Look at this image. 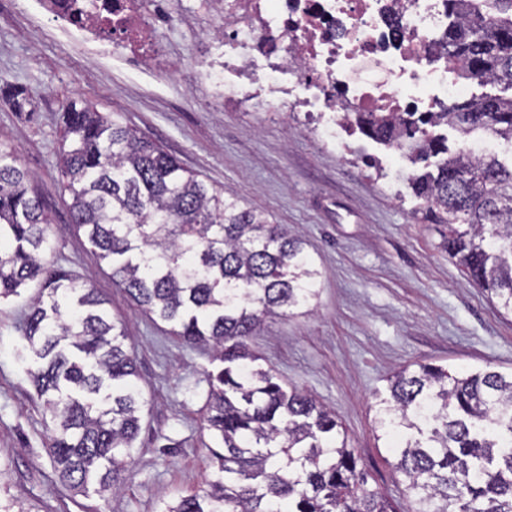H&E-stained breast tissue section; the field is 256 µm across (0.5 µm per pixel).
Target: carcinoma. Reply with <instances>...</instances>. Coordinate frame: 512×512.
I'll return each mask as SVG.
<instances>
[{"instance_id": "cac0c4a2", "label": "carcinoma", "mask_w": 512, "mask_h": 512, "mask_svg": "<svg viewBox=\"0 0 512 512\" xmlns=\"http://www.w3.org/2000/svg\"><path fill=\"white\" fill-rule=\"evenodd\" d=\"M464 22L448 29L461 77L512 91V0H447ZM461 141L476 131L512 143V95L470 97L440 113ZM384 140L401 128L423 172L411 188L425 218L444 225L448 256L512 316V163L451 150L432 123L358 115ZM62 190L112 280L190 346H207L204 421L224 452L204 487L158 512H395L368 482L336 415L285 389L248 340L268 319L307 315L321 271L302 240L197 179L157 144L88 102L64 107ZM17 155L0 147V302L31 282L23 325L41 361L31 373L49 415L48 454L73 488L94 476L116 490L145 406L124 328L96 289L43 260L48 219ZM403 476L408 512H512V373L418 363L396 371L377 400Z\"/></svg>"}]
</instances>
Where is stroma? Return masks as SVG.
Returning <instances> with one entry per match:
<instances>
[{
    "label": "stroma",
    "instance_id": "obj_1",
    "mask_svg": "<svg viewBox=\"0 0 512 512\" xmlns=\"http://www.w3.org/2000/svg\"><path fill=\"white\" fill-rule=\"evenodd\" d=\"M153 36L174 67L131 62L109 42L56 28L37 0H0V86L25 90L14 109L0 97V144L32 173L50 221L46 261L87 281L125 327L147 406L120 491L96 481L76 492L47 454L43 406L29 376L36 358L23 337L26 298L0 305V504L10 512H157L197 489L215 467L203 421L208 348L171 335L112 282L61 190L62 106L84 99L160 145L205 184L236 193L247 207L297 233L319 266L312 314L266 323L250 340L284 384L336 414L359 450L373 487L401 495L388 439L376 427V395L388 376L417 363L512 372V318L473 285L443 246L438 225L421 220L418 199L391 178L341 158L304 129L300 116L231 112L202 75L205 42L224 25L204 0H148Z\"/></svg>",
    "mask_w": 512,
    "mask_h": 512
}]
</instances>
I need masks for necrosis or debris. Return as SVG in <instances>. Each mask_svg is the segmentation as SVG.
Returning a JSON list of instances; mask_svg holds the SVG:
<instances>
[{"instance_id":"4bbe7bcc","label":"necrosis or debris","mask_w":512,"mask_h":512,"mask_svg":"<svg viewBox=\"0 0 512 512\" xmlns=\"http://www.w3.org/2000/svg\"><path fill=\"white\" fill-rule=\"evenodd\" d=\"M144 0H112L117 46L151 40ZM218 58L205 79L232 112L264 110L303 117L322 144L353 150L361 112L424 116L470 96L456 77L445 35L454 18L446 0H222ZM50 19L104 35L102 8L74 19L63 0H41Z\"/></svg>"}]
</instances>
